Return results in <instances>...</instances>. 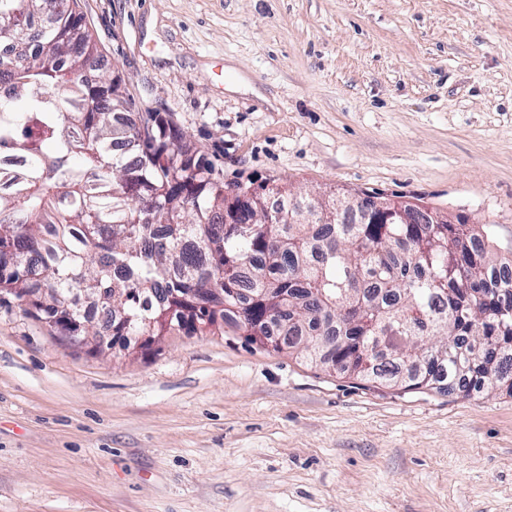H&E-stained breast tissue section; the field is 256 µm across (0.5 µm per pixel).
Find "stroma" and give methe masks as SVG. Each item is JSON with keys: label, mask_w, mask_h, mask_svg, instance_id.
Instances as JSON below:
<instances>
[{"label": "stroma", "mask_w": 512, "mask_h": 512, "mask_svg": "<svg viewBox=\"0 0 512 512\" xmlns=\"http://www.w3.org/2000/svg\"><path fill=\"white\" fill-rule=\"evenodd\" d=\"M224 179L365 192L512 253V0H81ZM0 512H512V396L400 391L233 327L92 355L0 296Z\"/></svg>", "instance_id": "obj_1"}]
</instances>
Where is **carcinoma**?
Masks as SVG:
<instances>
[{
    "label": "carcinoma",
    "mask_w": 512,
    "mask_h": 512,
    "mask_svg": "<svg viewBox=\"0 0 512 512\" xmlns=\"http://www.w3.org/2000/svg\"><path fill=\"white\" fill-rule=\"evenodd\" d=\"M0 0V289L38 319L84 288L111 335L203 336L304 354L340 375L464 395L512 394V257L487 225L342 221L262 187L288 224L224 223V181L158 112L112 87L78 0Z\"/></svg>",
    "instance_id": "cac0c4a2"
}]
</instances>
